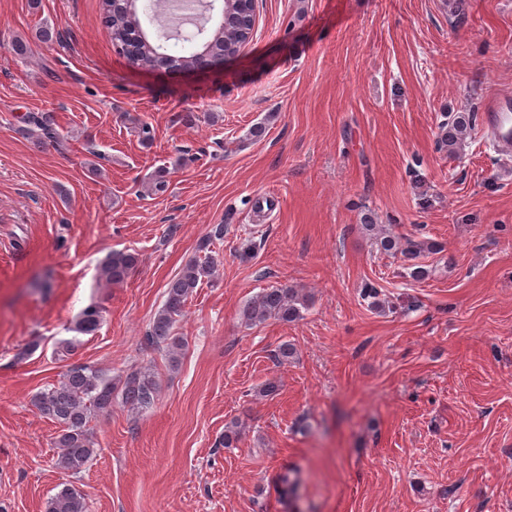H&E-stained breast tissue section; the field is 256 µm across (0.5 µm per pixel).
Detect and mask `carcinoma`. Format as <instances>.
Wrapping results in <instances>:
<instances>
[{"label": "carcinoma", "mask_w": 512, "mask_h": 512, "mask_svg": "<svg viewBox=\"0 0 512 512\" xmlns=\"http://www.w3.org/2000/svg\"><path fill=\"white\" fill-rule=\"evenodd\" d=\"M242 15L240 25L219 26L214 31L198 38L193 32L182 39L180 49L166 51L150 34L146 22L160 23L161 14L157 11V0L139 10L129 4V0H102L103 24L107 30L116 54L122 56L133 68L163 70L178 73L195 68L196 58L205 52L211 56L213 64L224 62L226 57H234L242 47L239 31L251 27L254 6ZM474 115L469 112L454 114L448 118L443 128L440 143L448 154H457L464 139L473 128ZM31 125L29 136L37 142L47 140L61 142L55 128L53 116L48 112L32 113L25 118ZM366 230L380 236V247L390 254H401L411 260L407 276L418 280L427 274V269L414 262L423 252L433 250L429 242L416 243L410 239L401 245L399 238L385 232L376 224L366 225ZM139 262L138 254L128 250L111 251L100 264V278L107 285L125 282ZM214 272V261L205 256L202 261L192 260L172 278L166 289V299L154 317L147 332L149 341L163 345L172 363L178 361V351L182 340L174 329L182 316L186 302L203 277ZM307 307L306 299L298 291L288 287L266 288L255 298L247 301L240 311L242 321L248 325H259L270 318L293 322L302 316L301 310ZM103 319V307L91 304L79 314L73 331L80 335H93ZM157 394L154 376L147 370H133L124 376L112 377L91 365H74L62 379L45 388L32 398L33 405L46 418L60 426L56 447L60 448L59 465L73 473H79L91 461L95 453V441L87 424L96 414L112 410V401L140 409L152 405ZM45 512H86L84 494L73 486H63L46 502Z\"/></svg>", "instance_id": "cac0c4a2"}]
</instances>
